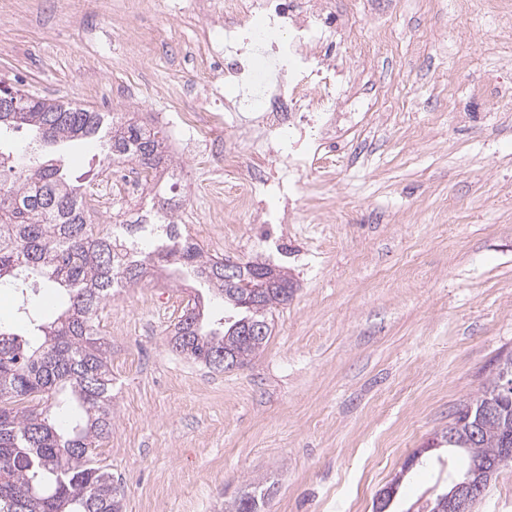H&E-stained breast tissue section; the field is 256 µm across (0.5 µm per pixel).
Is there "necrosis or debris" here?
I'll use <instances>...</instances> for the list:
<instances>
[{"label": "necrosis or debris", "mask_w": 512, "mask_h": 512, "mask_svg": "<svg viewBox=\"0 0 512 512\" xmlns=\"http://www.w3.org/2000/svg\"><path fill=\"white\" fill-rule=\"evenodd\" d=\"M181 11L206 18L198 85L204 99L227 105L182 150L216 147L229 134L245 151L282 163L277 175L249 170L235 199L251 208L253 223H285L298 175L336 138V115L348 103L337 91L336 47L361 48L359 31L336 0H185Z\"/></svg>", "instance_id": "1"}]
</instances>
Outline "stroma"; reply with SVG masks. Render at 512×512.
Listing matches in <instances>:
<instances>
[{
    "instance_id": "35a3bbf8",
    "label": "stroma",
    "mask_w": 512,
    "mask_h": 512,
    "mask_svg": "<svg viewBox=\"0 0 512 512\" xmlns=\"http://www.w3.org/2000/svg\"><path fill=\"white\" fill-rule=\"evenodd\" d=\"M172 0H0V81L163 131V186L204 255L287 267L297 290L267 345L216 370L172 351L205 287L169 267L116 292L96 325L112 346V434L97 449L123 512H224L260 485L263 512H372L401 478L402 512L446 488L428 450L512 355V13L458 20L448 0H336L373 42L356 80L379 114L299 179L291 220L256 224L225 200L244 159L181 151L179 90L203 22ZM64 307L45 285L0 284V325L32 332ZM423 450L422 463L409 459Z\"/></svg>"
}]
</instances>
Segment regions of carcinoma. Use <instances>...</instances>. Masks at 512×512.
Listing matches in <instances>:
<instances>
[{"label": "carcinoma", "mask_w": 512, "mask_h": 512, "mask_svg": "<svg viewBox=\"0 0 512 512\" xmlns=\"http://www.w3.org/2000/svg\"><path fill=\"white\" fill-rule=\"evenodd\" d=\"M24 127L47 154L20 164L0 151V282L23 288L40 280L60 289L66 306L36 325L33 344L0 326V512H122L119 487L93 458L112 434L111 349L95 319L113 282L135 286L147 267L172 262L204 283L224 301V321L207 320L197 299L187 304L170 344L220 370V356L242 365L266 345L268 313L284 303L281 294L294 293V282L284 267L249 261L225 281L224 262L204 258L172 220L154 249L139 256L136 242L122 251L115 234L88 223L87 198L66 162V145L103 143L108 162L156 170L164 155L155 128L47 98L0 112V138ZM271 268L278 285L257 292V272ZM498 396L491 385L464 404L449 425L455 440L445 431L433 446L458 449L466 466L475 459L497 472L512 465V455L500 452L503 437L512 436V402L501 404ZM488 403L499 406L500 419L477 431L478 410Z\"/></svg>", "instance_id": "1"}]
</instances>
